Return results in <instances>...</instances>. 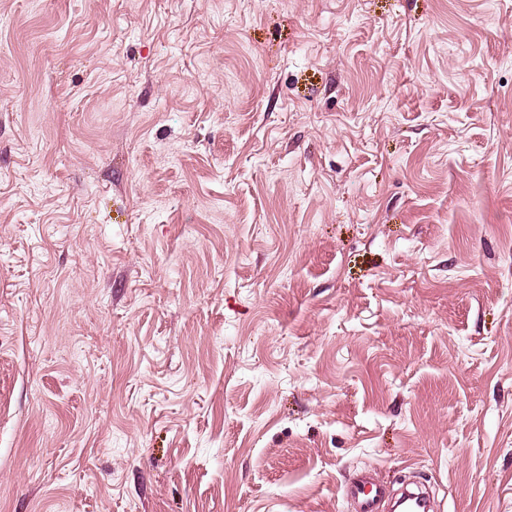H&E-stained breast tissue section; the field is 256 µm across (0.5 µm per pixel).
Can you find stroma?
Instances as JSON below:
<instances>
[{"instance_id": "35a3bbf8", "label": "stroma", "mask_w": 512, "mask_h": 512, "mask_svg": "<svg viewBox=\"0 0 512 512\" xmlns=\"http://www.w3.org/2000/svg\"><path fill=\"white\" fill-rule=\"evenodd\" d=\"M512 512V0H0V512ZM349 493L356 504L355 512H380L384 489L372 477L363 474L354 476L350 480Z\"/></svg>"}]
</instances>
